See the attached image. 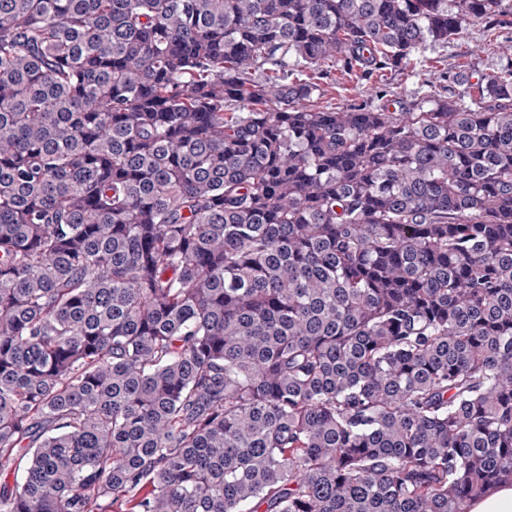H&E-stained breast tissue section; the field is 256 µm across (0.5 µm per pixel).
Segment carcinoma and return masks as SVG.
<instances>
[{
	"label": "carcinoma",
	"mask_w": 512,
	"mask_h": 512,
	"mask_svg": "<svg viewBox=\"0 0 512 512\" xmlns=\"http://www.w3.org/2000/svg\"><path fill=\"white\" fill-rule=\"evenodd\" d=\"M511 15L0 0V512H469L511 482L512 67L397 110L304 78Z\"/></svg>",
	"instance_id": "cac0c4a2"
}]
</instances>
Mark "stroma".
Segmentation results:
<instances>
[{
  "label": "stroma",
  "instance_id": "obj_1",
  "mask_svg": "<svg viewBox=\"0 0 512 512\" xmlns=\"http://www.w3.org/2000/svg\"><path fill=\"white\" fill-rule=\"evenodd\" d=\"M512 65V26L488 29L468 25L460 35L445 43H432L414 53L405 63L388 69L382 78L347 76L336 70L315 96L317 107L343 111L374 96L378 85H385L400 102L421 99L428 91L445 97L457 96L462 83L447 84L442 72L464 71L470 80Z\"/></svg>",
  "mask_w": 512,
  "mask_h": 512
}]
</instances>
